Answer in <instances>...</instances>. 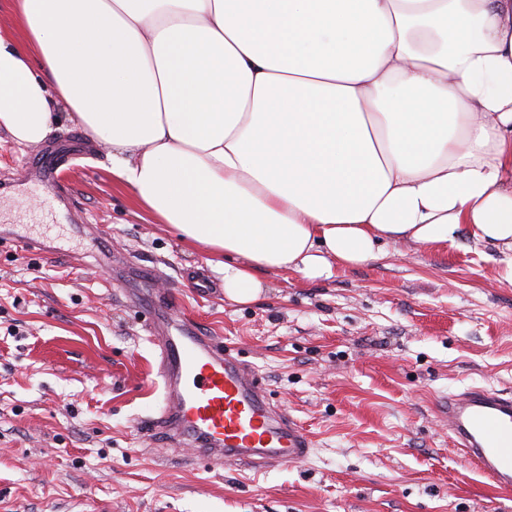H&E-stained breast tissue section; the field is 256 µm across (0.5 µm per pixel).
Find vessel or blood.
<instances>
[{
  "label": "vessel or blood",
  "instance_id": "obj_1",
  "mask_svg": "<svg viewBox=\"0 0 512 512\" xmlns=\"http://www.w3.org/2000/svg\"><path fill=\"white\" fill-rule=\"evenodd\" d=\"M64 159L44 150L34 160L35 182L60 191ZM0 241L31 253L48 245L0 229ZM169 305L152 301L145 327L159 349L157 370L163 405L152 420L168 441L193 448L214 469L234 462L254 469L305 461L308 434L274 406L255 369L200 332L191 319L168 316ZM448 430L492 486L512 488V396L471 388L448 398Z\"/></svg>",
  "mask_w": 512,
  "mask_h": 512
}]
</instances>
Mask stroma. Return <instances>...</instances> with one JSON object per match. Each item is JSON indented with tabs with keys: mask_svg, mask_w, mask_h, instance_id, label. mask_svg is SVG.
I'll list each match as a JSON object with an SVG mask.
<instances>
[{
	"mask_svg": "<svg viewBox=\"0 0 512 512\" xmlns=\"http://www.w3.org/2000/svg\"><path fill=\"white\" fill-rule=\"evenodd\" d=\"M82 237L43 190L20 191L44 145ZM0 222L54 254L0 246V512H512L448 434V397L512 395V253L461 231L309 279L259 272L252 303L228 300L223 268L137 202L112 155L56 107L45 143L0 128ZM155 267L207 334L250 362L314 441L303 463L214 470L147 429L163 404L157 347L129 305V263ZM203 270L204 291L183 279Z\"/></svg>",
	"mask_w": 512,
	"mask_h": 512,
	"instance_id": "35a3bbf8",
	"label": "stroma"
}]
</instances>
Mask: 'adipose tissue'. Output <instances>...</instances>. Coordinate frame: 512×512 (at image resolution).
Instances as JSON below:
<instances>
[{"mask_svg":"<svg viewBox=\"0 0 512 512\" xmlns=\"http://www.w3.org/2000/svg\"><path fill=\"white\" fill-rule=\"evenodd\" d=\"M16 2L0 127L40 143L63 104L145 209L224 256L228 299L465 225L512 252V0Z\"/></svg>","mask_w":512,"mask_h":512,"instance_id":"obj_1","label":"adipose tissue"}]
</instances>
